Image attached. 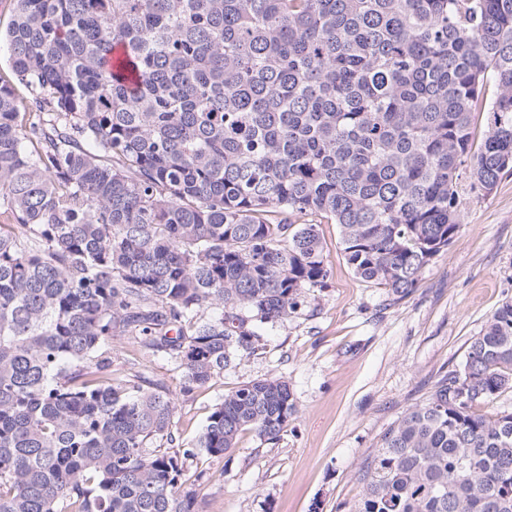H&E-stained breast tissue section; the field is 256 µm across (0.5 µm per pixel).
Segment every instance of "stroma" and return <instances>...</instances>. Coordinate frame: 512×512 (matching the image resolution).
<instances>
[{
    "label": "stroma",
    "mask_w": 512,
    "mask_h": 512,
    "mask_svg": "<svg viewBox=\"0 0 512 512\" xmlns=\"http://www.w3.org/2000/svg\"><path fill=\"white\" fill-rule=\"evenodd\" d=\"M459 210L455 240L399 300L355 277L337 225L320 224L326 287L307 291L287 320L261 325V350L188 395L173 361L113 340L114 370L136 366L178 393L172 430L185 448L225 393L269 376L290 385L297 412L279 440L245 431L222 456L186 460L196 512H347L367 453L443 375L461 369L472 338L512 298V175L488 195L463 188Z\"/></svg>",
    "instance_id": "1"
}]
</instances>
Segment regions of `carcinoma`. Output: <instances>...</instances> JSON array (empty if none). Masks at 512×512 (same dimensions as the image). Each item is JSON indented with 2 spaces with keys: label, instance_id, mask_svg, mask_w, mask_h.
Segmentation results:
<instances>
[{
  "label": "carcinoma",
  "instance_id": "obj_1",
  "mask_svg": "<svg viewBox=\"0 0 512 512\" xmlns=\"http://www.w3.org/2000/svg\"><path fill=\"white\" fill-rule=\"evenodd\" d=\"M0 32V512H195L184 463L295 415L270 376L196 447L176 396L256 352L330 276L401 299L512 172V0H13ZM29 100L16 102L12 82ZM493 95L484 100L487 87ZM488 130L472 150V114ZM512 300L365 457L348 512H512ZM157 444V449L148 448Z\"/></svg>",
  "mask_w": 512,
  "mask_h": 512
}]
</instances>
